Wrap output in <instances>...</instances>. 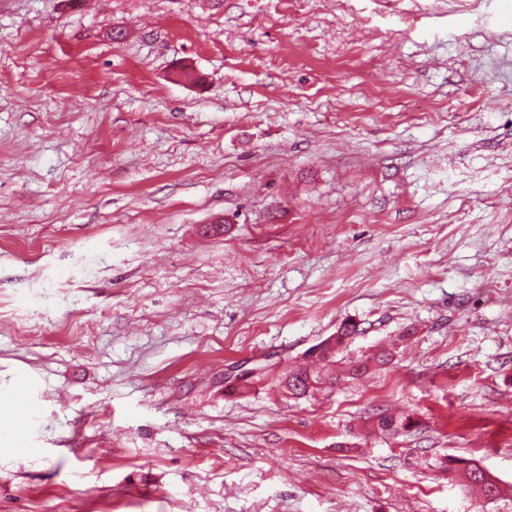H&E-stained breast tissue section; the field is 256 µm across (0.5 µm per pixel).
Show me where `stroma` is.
<instances>
[{"instance_id":"35a3bbf8","label":"stroma","mask_w":512,"mask_h":512,"mask_svg":"<svg viewBox=\"0 0 512 512\" xmlns=\"http://www.w3.org/2000/svg\"><path fill=\"white\" fill-rule=\"evenodd\" d=\"M17 394L0 512H512V0H0ZM358 325L352 321H344L336 330V336H332L328 345L324 344L313 348L312 352L321 350L320 354L314 359V362L330 361L347 348L352 336L358 335ZM332 378L327 380L323 379L319 372L310 370L309 364L304 365L300 370L290 374L286 378V387L292 394L302 395L305 394L310 387L314 388L317 384L330 383L334 384ZM367 420L371 422L370 430L393 437L406 435L419 425L411 415L395 417L385 412L373 413ZM455 463H466V466L464 468L453 467V464ZM441 468L448 473L460 472L470 483L471 486L468 485L469 487L475 488L484 496L486 495V489L488 488V484L491 482L486 478L483 472L479 471L477 463L463 459L447 457L446 461L441 462Z\"/></svg>"}]
</instances>
